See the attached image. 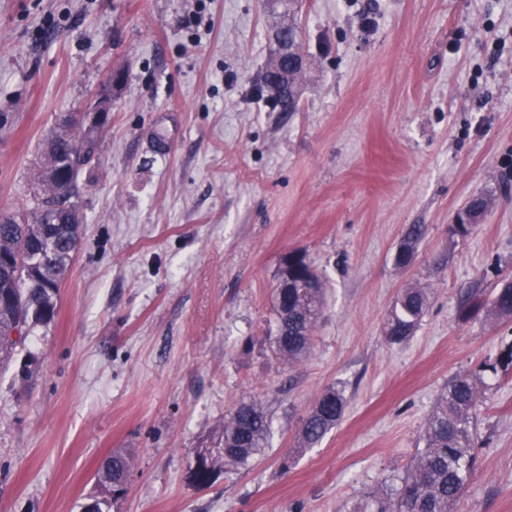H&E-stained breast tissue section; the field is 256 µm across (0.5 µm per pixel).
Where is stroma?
<instances>
[{"mask_svg": "<svg viewBox=\"0 0 512 512\" xmlns=\"http://www.w3.org/2000/svg\"><path fill=\"white\" fill-rule=\"evenodd\" d=\"M288 17L269 0H0V212L31 204L48 135L123 75L79 179L57 315L0 370V512H80L116 448L135 459L111 512H352L397 485L449 380L512 343V317L490 305L512 278V0H302L295 112L250 96ZM476 193L483 222L450 238ZM413 224L426 233L402 267ZM294 249L327 290L312 351L291 366L269 334ZM412 286L429 307L388 344ZM332 384L340 423L281 470ZM252 400L271 420L264 454L192 483L198 450ZM476 429L453 512H512L511 374ZM429 303L427 288H406L396 299L389 315L385 336L391 345L407 342L424 315Z\"/></svg>", "mask_w": 512, "mask_h": 512, "instance_id": "35a3bbf8", "label": "stroma"}]
</instances>
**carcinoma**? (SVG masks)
<instances>
[{
  "mask_svg": "<svg viewBox=\"0 0 512 512\" xmlns=\"http://www.w3.org/2000/svg\"><path fill=\"white\" fill-rule=\"evenodd\" d=\"M253 97L268 98L280 111H288V103L276 99L270 91L266 73L254 88ZM61 139L65 144H74L76 152L47 154L46 162L34 176L35 206L19 207L12 214L0 216V367L11 363L17 347L54 319L57 293L80 240L78 179L98 159L101 132L73 122ZM54 168L65 171L72 179L73 192L65 199L46 182ZM425 232L421 224L408 228L398 261H403L407 254L414 255L415 244ZM288 269L293 271L291 288L281 295L274 294L273 298L275 323L281 333L273 336L272 352L292 365L310 354L312 333L324 304L325 283L303 251L288 252ZM428 303V289H405L389 315L387 342H407ZM492 311L499 316H512V280L495 289ZM500 370H512V343L480 370L456 375L448 381L426 419L422 434L425 448L406 469L399 485L386 494L366 493L353 512H453L477 462L475 414L489 390L484 373L495 375ZM346 405L342 387H326L300 419L296 448L283 456L281 469L288 470L293 454L318 445L338 425ZM270 437V420L261 404L237 405L224 416V446L197 452L191 481L206 486L221 472L246 467L265 452ZM133 462L134 457L127 449L113 450L100 463L95 474V492L81 505V512H110L112 504L125 495L122 477Z\"/></svg>",
  "mask_w": 512,
  "mask_h": 512,
  "instance_id": "carcinoma-1",
  "label": "carcinoma"
}]
</instances>
